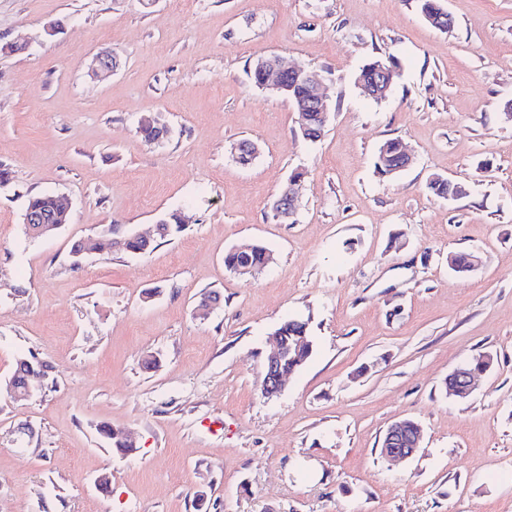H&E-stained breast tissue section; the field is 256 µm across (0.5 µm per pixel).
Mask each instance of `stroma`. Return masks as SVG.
Returning a JSON list of instances; mask_svg holds the SVG:
<instances>
[{
	"label": "stroma",
	"instance_id": "1",
	"mask_svg": "<svg viewBox=\"0 0 512 512\" xmlns=\"http://www.w3.org/2000/svg\"><path fill=\"white\" fill-rule=\"evenodd\" d=\"M442 4L446 32L417 0H0V43L25 46L0 53V384L19 357L48 365L29 400L0 392V512H512V0ZM104 49L120 67L91 79ZM272 54L325 71L320 139L249 79ZM374 58L400 64L379 102L354 83ZM146 116L167 140H141ZM392 138L415 160L383 177ZM296 172V210L274 217ZM435 174L466 195H433ZM39 194L70 203L47 238L23 224ZM173 214L181 230L145 254L72 263L79 238ZM247 243L273 262L227 271ZM458 252L478 268L451 270ZM287 319L314 353L268 399ZM484 355L473 394L449 397L448 374ZM399 419L424 438L392 462Z\"/></svg>",
	"mask_w": 512,
	"mask_h": 512
}]
</instances>
